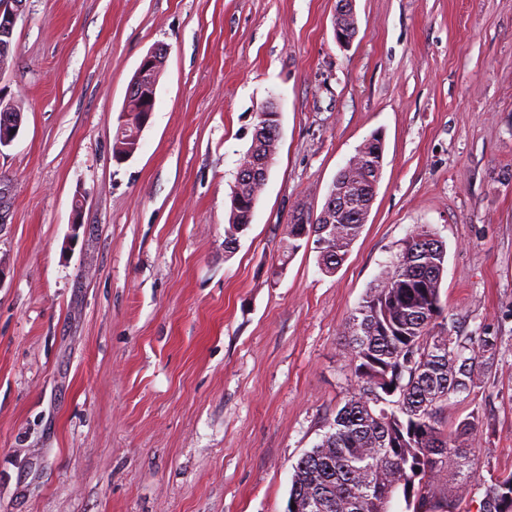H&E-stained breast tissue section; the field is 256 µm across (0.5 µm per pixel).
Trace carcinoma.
<instances>
[{
  "mask_svg": "<svg viewBox=\"0 0 512 512\" xmlns=\"http://www.w3.org/2000/svg\"><path fill=\"white\" fill-rule=\"evenodd\" d=\"M383 149L374 136L362 155L342 168L330 194L359 190L357 217L322 224L304 207L287 222L284 259L302 248L317 253L322 272L345 261L369 214L382 163L367 156ZM278 146L257 126L241 166L258 160L271 166ZM261 179L236 180L231 193L224 249L230 253L251 225ZM446 249L425 225L405 240L345 324L347 351L354 363V389L336 410L321 441L295 465L288 512H389L403 499L404 512H455L471 490L478 412L448 429L441 415L453 397L470 395L493 354L497 337L464 343L440 320V287ZM458 476L445 494L448 472ZM481 512H512V475L491 483Z\"/></svg>",
  "mask_w": 512,
  "mask_h": 512,
  "instance_id": "cac0c4a2",
  "label": "carcinoma"
}]
</instances>
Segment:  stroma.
Here are the masks:
<instances>
[{
	"label": "stroma",
	"mask_w": 512,
	"mask_h": 512,
	"mask_svg": "<svg viewBox=\"0 0 512 512\" xmlns=\"http://www.w3.org/2000/svg\"><path fill=\"white\" fill-rule=\"evenodd\" d=\"M25 0L0 72V512H288L293 467L351 388L344 326L421 225L444 314L497 347L474 394L478 512L512 473V0ZM168 50L139 148L113 153L142 57ZM280 146L224 251L266 103ZM381 135L377 194L334 274L300 250L337 173ZM84 202L72 223L75 199ZM354 0H339L336 10L335 37L341 46H349L353 41L356 30L355 25H346L343 23L344 18H356L354 12ZM352 28L353 31H352ZM353 32V33H352ZM21 123V108L4 110L0 113V149L10 145L18 136ZM12 130H15V133H12ZM261 179L254 177L251 181L236 179L231 193L227 224L224 226V249L232 253L240 238L250 228L255 206L261 196L258 189ZM253 205V211L250 214ZM251 218V220H249Z\"/></svg>",
	"instance_id": "stroma-1"
}]
</instances>
